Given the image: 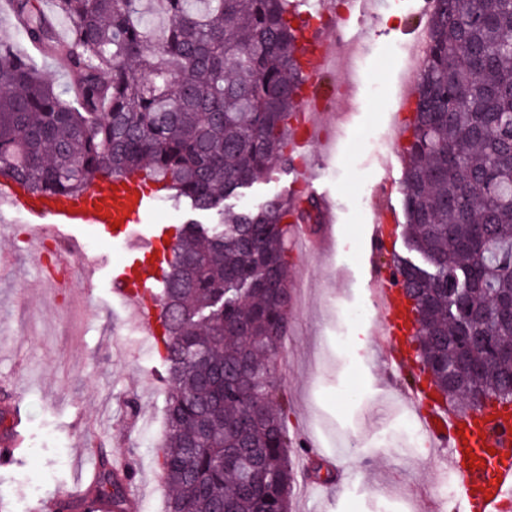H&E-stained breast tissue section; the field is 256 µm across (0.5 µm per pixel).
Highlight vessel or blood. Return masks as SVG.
Instances as JSON below:
<instances>
[{"label": "vessel or blood", "instance_id": "obj_1", "mask_svg": "<svg viewBox=\"0 0 512 512\" xmlns=\"http://www.w3.org/2000/svg\"><path fill=\"white\" fill-rule=\"evenodd\" d=\"M330 59L328 48L307 43L305 77L313 96L322 98L329 93ZM295 125L304 132L303 138L297 139V146L308 147L318 129L314 113L308 107H301ZM0 205L26 216L34 242L54 239L62 262L77 259L79 274L84 279L95 276L98 261L80 255L79 230L90 224L98 231H112L129 241L131 252L138 254L139 259L118 269L112 281L115 287L122 289L128 307L141 324L147 330H156L158 308L152 301V293L156 282L162 278V270L151 260L157 249V236L134 227L152 206L138 178L131 177L104 188L91 183L79 199L62 194L33 197L24 193L13 180L4 178L0 180ZM334 222V213L328 208L318 235L312 236L304 228H296V239L307 254L316 256L330 249ZM366 286L381 312L379 331L391 350L396 373L407 384L412 399H419L422 392L413 385L417 371L401 353L402 338L415 332L408 307L390 271L374 274ZM427 434L434 446L448 451V470L459 480L464 512H497L506 493L512 490V413L490 408L460 413L435 405L427 419ZM469 451L476 452L475 462H467L465 454Z\"/></svg>", "mask_w": 512, "mask_h": 512}]
</instances>
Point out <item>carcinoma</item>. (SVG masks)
Returning <instances> with one entry per match:
<instances>
[{
  "instance_id": "carcinoma-1",
  "label": "carcinoma",
  "mask_w": 512,
  "mask_h": 512,
  "mask_svg": "<svg viewBox=\"0 0 512 512\" xmlns=\"http://www.w3.org/2000/svg\"><path fill=\"white\" fill-rule=\"evenodd\" d=\"M9 0L21 38L63 62L46 81L0 41V175L36 194L80 195L96 177L148 170L190 220L163 247L155 341L167 371V437L156 450L167 512H290L277 354L288 325V239L320 203L224 199L290 164L287 119L304 84L300 0H156L154 37L139 0ZM432 42L407 119L400 183L408 255L394 282L421 325L420 374L444 404L466 390L512 404V362L455 384L454 337L512 346V0H431ZM70 22L64 41L56 20ZM495 306L486 321L471 309ZM128 482L99 456L71 505L126 512Z\"/></svg>"
}]
</instances>
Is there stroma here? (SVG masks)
Returning a JSON list of instances; mask_svg holds the SVG:
<instances>
[{
  "mask_svg": "<svg viewBox=\"0 0 512 512\" xmlns=\"http://www.w3.org/2000/svg\"><path fill=\"white\" fill-rule=\"evenodd\" d=\"M412 0H378L365 23L368 53L358 100L321 115L323 123L351 129L335 148H311L312 194L336 210L335 246L318 258L290 251L292 282H306L292 305L287 339L278 357L284 378L288 437L295 446L297 486L293 512H456L439 489L448 481L446 450L421 446L397 429L411 407L378 335L379 313L337 325V305L363 306L372 268H387L405 253L403 238L377 258L369 256L371 207L359 206L365 184L382 174L401 180L404 155L393 148L376 159L365 145L386 128L395 106L400 64L390 49L408 44ZM298 167L274 165L235 198L255 208L266 199L292 197ZM23 215L0 210V380L11 382L31 413L30 453L18 467L0 469V512H30L37 502L63 498L96 464L94 449H108L131 472L129 512H164L169 489L156 462L165 439L163 363L112 285V269L129 255L121 239L85 227L100 261L94 278L72 291L45 294L42 274L22 233ZM368 334L369 351L353 349ZM322 467L330 483L315 478Z\"/></svg>",
  "mask_w": 512,
  "mask_h": 512,
  "instance_id": "obj_1",
  "label": "stroma"
}]
</instances>
